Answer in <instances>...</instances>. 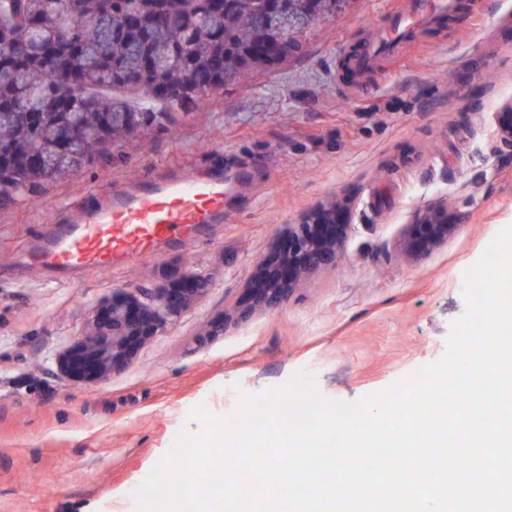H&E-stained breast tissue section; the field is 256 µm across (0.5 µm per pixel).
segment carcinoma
Wrapping results in <instances>:
<instances>
[{
	"mask_svg": "<svg viewBox=\"0 0 512 512\" xmlns=\"http://www.w3.org/2000/svg\"><path fill=\"white\" fill-rule=\"evenodd\" d=\"M312 22L340 0H0V200L56 182L111 143L202 106L188 77L222 89L270 69L279 9Z\"/></svg>",
	"mask_w": 512,
	"mask_h": 512,
	"instance_id": "carcinoma-1",
	"label": "carcinoma"
}]
</instances>
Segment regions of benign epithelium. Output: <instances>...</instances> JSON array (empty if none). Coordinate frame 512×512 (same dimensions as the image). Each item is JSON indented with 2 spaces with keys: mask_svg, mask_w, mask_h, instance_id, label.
I'll return each mask as SVG.
<instances>
[{
  "mask_svg": "<svg viewBox=\"0 0 512 512\" xmlns=\"http://www.w3.org/2000/svg\"><path fill=\"white\" fill-rule=\"evenodd\" d=\"M498 152L512 158V101L496 113ZM354 205L334 202L288 225L286 246L260 266L252 288L253 301L238 309V322L261 309L281 306L301 281L333 265L351 228ZM462 215L444 208L419 209L403 242L408 258L423 255L448 241L461 226ZM209 289L205 276L185 273L157 288L119 290L89 320L84 331L59 356L57 368L66 377L86 383L109 378L131 361L148 341L176 324Z\"/></svg>",
  "mask_w": 512,
  "mask_h": 512,
  "instance_id": "obj_1",
  "label": "benign epithelium"
}]
</instances>
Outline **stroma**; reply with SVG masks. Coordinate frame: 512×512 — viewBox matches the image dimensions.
Here are the masks:
<instances>
[{"instance_id": "stroma-1", "label": "stroma", "mask_w": 512, "mask_h": 512, "mask_svg": "<svg viewBox=\"0 0 512 512\" xmlns=\"http://www.w3.org/2000/svg\"><path fill=\"white\" fill-rule=\"evenodd\" d=\"M389 3L350 0L313 26L300 56L0 207V512H136L137 486L182 429L197 430L192 408L229 414L239 392L281 386L298 370L325 398L352 401L445 354L464 271L512 224V160L496 152L493 118L512 100V0H463L402 63L357 79L338 55ZM217 167L246 174L224 222L190 247L107 273L54 272L29 258L44 225L96 192ZM346 198L354 215L336 265L278 309L234 321L288 225ZM428 205L457 208L465 222L404 261L407 226ZM185 271L207 275V294L129 364L90 385L59 372L58 354L114 291ZM220 320L223 335L207 337Z\"/></svg>"}]
</instances>
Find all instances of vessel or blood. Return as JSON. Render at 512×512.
Returning <instances> with one entry per match:
<instances>
[{
  "instance_id": "1",
  "label": "vessel or blood",
  "mask_w": 512,
  "mask_h": 512,
  "mask_svg": "<svg viewBox=\"0 0 512 512\" xmlns=\"http://www.w3.org/2000/svg\"><path fill=\"white\" fill-rule=\"evenodd\" d=\"M459 0H405L388 10L386 21L350 57L367 73L397 57L415 35L453 16ZM223 172L165 182L146 181L133 193H109L48 230V244L35 255L38 265L58 270L124 267L154 256L172 244L188 246L203 225L224 219Z\"/></svg>"
}]
</instances>
